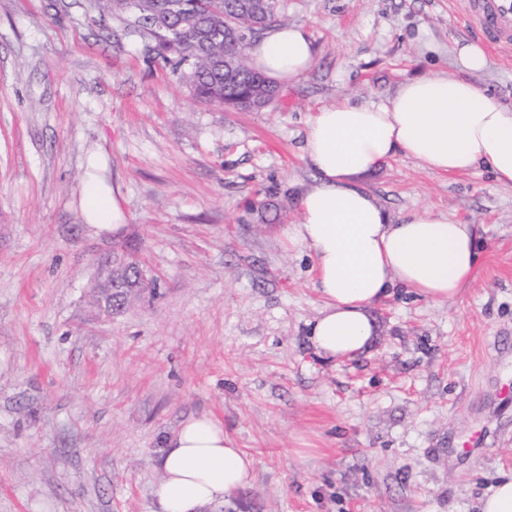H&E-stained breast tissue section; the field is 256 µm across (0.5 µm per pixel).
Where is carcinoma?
<instances>
[{"mask_svg":"<svg viewBox=\"0 0 512 512\" xmlns=\"http://www.w3.org/2000/svg\"><path fill=\"white\" fill-rule=\"evenodd\" d=\"M275 0H90V8L106 12H129L133 27L154 40L153 51L165 57L167 46L159 33L157 19L181 22V13L196 22L186 34L177 64L187 67L184 78L192 94L210 103L244 110L251 96L275 99L270 81L248 64L247 48L267 29ZM142 262L129 253L119 265L118 287L135 299L144 287Z\"/></svg>","mask_w":512,"mask_h":512,"instance_id":"carcinoma-1","label":"carcinoma"}]
</instances>
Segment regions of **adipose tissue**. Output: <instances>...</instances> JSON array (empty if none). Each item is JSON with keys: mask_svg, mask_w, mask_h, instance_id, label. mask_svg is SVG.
I'll list each match as a JSON object with an SVG mask.
<instances>
[{"mask_svg": "<svg viewBox=\"0 0 512 512\" xmlns=\"http://www.w3.org/2000/svg\"><path fill=\"white\" fill-rule=\"evenodd\" d=\"M248 54L254 69L288 86L314 63L312 42L295 25L271 29ZM457 59L460 75L409 77L382 102L347 100L319 108L308 121L302 158L314 180L300 189L301 221L289 225L286 236L313 258L323 308L309 336L320 355L336 360L367 349L377 334L370 308L395 289L451 303L470 280L478 260L473 225L429 209L392 216L361 182L403 155L431 174L485 167L512 185V106L473 82L487 66L481 44L460 46ZM81 210L100 234H119L125 224L104 168L95 162L83 180ZM160 466L162 512H201L247 487L254 459L218 421L202 415L181 423Z\"/></svg>", "mask_w": 512, "mask_h": 512, "instance_id": "obj_1", "label": "adipose tissue"}]
</instances>
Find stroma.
Here are the masks:
<instances>
[{"mask_svg":"<svg viewBox=\"0 0 512 512\" xmlns=\"http://www.w3.org/2000/svg\"><path fill=\"white\" fill-rule=\"evenodd\" d=\"M129 20L0 0V512H161L160 452L203 414L255 460L203 512H480L512 476V186L405 156L365 178L394 216L475 225L479 257L453 304H376L378 336L350 358L313 348L314 263L285 236L314 177L311 114L456 74L478 38L461 0H280L315 62L259 112L195 98ZM487 57L476 83L511 104L512 50ZM98 153L116 236L81 213ZM123 251L156 286L107 316L91 283Z\"/></svg>","mask_w":512,"mask_h":512,"instance_id":"stroma-1","label":"stroma"}]
</instances>
